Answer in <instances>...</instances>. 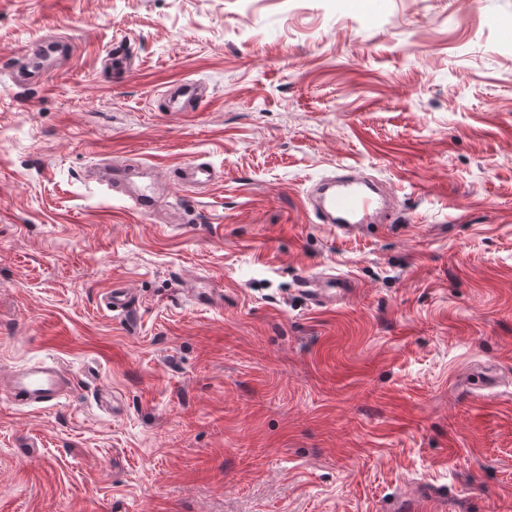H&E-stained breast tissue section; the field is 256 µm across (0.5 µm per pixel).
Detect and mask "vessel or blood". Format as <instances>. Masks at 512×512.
Segmentation results:
<instances>
[{
	"label": "vessel or blood",
	"instance_id": "1",
	"mask_svg": "<svg viewBox=\"0 0 512 512\" xmlns=\"http://www.w3.org/2000/svg\"><path fill=\"white\" fill-rule=\"evenodd\" d=\"M178 177L184 186L198 190L212 184L217 172L208 164L190 162L179 167ZM310 192L319 200L314 213L324 224H365L382 210L369 180L346 165L338 166L332 176L315 183ZM73 389L70 371L52 360L25 365L0 383L1 396L29 408L50 406L69 396Z\"/></svg>",
	"mask_w": 512,
	"mask_h": 512
}]
</instances>
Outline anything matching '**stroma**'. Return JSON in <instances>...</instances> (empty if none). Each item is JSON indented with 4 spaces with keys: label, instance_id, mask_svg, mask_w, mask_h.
<instances>
[{
    "label": "stroma",
    "instance_id": "stroma-1",
    "mask_svg": "<svg viewBox=\"0 0 512 512\" xmlns=\"http://www.w3.org/2000/svg\"><path fill=\"white\" fill-rule=\"evenodd\" d=\"M51 35L0 69V379L75 388L0 400V512H512V0H0ZM339 164L396 222L316 223ZM51 48H53V46L45 42H35L27 44L22 49L14 51L9 55H4L2 53L1 65L4 66L5 64H8L11 60L16 59L18 57H25L30 61V63L35 64L38 60L44 57ZM178 177L184 186L191 189H204L217 178L216 170L205 163H184L178 168ZM73 377L53 360H41L15 370L0 384V394L16 405L29 408L50 406L73 392Z\"/></svg>",
    "mask_w": 512,
    "mask_h": 512
}]
</instances>
